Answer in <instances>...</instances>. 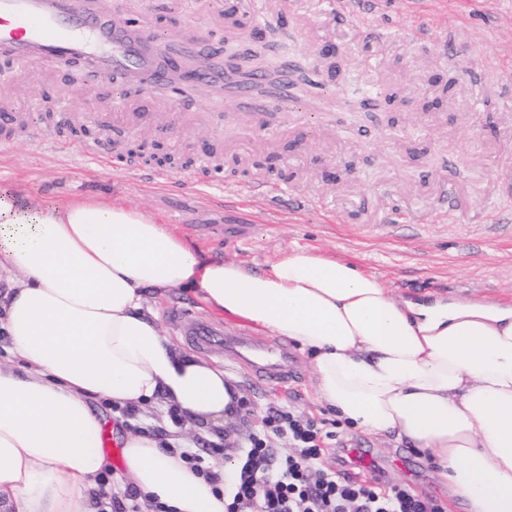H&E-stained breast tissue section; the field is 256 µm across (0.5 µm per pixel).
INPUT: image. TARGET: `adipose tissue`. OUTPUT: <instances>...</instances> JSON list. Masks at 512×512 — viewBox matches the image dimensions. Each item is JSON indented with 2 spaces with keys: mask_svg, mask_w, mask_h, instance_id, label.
Returning <instances> with one entry per match:
<instances>
[{
  "mask_svg": "<svg viewBox=\"0 0 512 512\" xmlns=\"http://www.w3.org/2000/svg\"><path fill=\"white\" fill-rule=\"evenodd\" d=\"M0 512H97L100 401L163 397L189 424L237 408L222 367L179 348L146 293L299 343L318 397L354 427L411 441L468 512H512V307L397 298L353 264L289 250L269 269L208 255L142 209L98 197L0 193ZM143 512H225L224 492L158 438L124 432Z\"/></svg>",
  "mask_w": 512,
  "mask_h": 512,
  "instance_id": "adipose-tissue-1",
  "label": "adipose tissue"
}]
</instances>
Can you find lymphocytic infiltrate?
Masks as SVG:
<instances>
[{
  "label": "lymphocytic infiltrate",
  "mask_w": 512,
  "mask_h": 512,
  "mask_svg": "<svg viewBox=\"0 0 512 512\" xmlns=\"http://www.w3.org/2000/svg\"><path fill=\"white\" fill-rule=\"evenodd\" d=\"M280 438L288 441L287 454L274 450ZM329 438L315 419L270 409L239 450L225 512H439L434 500L408 489L322 469Z\"/></svg>",
  "instance_id": "1"
}]
</instances>
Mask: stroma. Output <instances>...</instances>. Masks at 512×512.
<instances>
[{
    "mask_svg": "<svg viewBox=\"0 0 512 512\" xmlns=\"http://www.w3.org/2000/svg\"><path fill=\"white\" fill-rule=\"evenodd\" d=\"M273 0H101L159 34L191 40L196 61L240 55L241 37L265 34V61L283 78L302 70L313 86L284 111L275 100L230 102L221 94L186 90L163 126L147 124L156 160L146 164L96 145L108 159L94 166L62 149H46L48 115L33 101L63 97L69 111L93 112L121 129L105 100L112 80L80 62L46 71L0 59V99L28 112L26 129L0 146V189L39 201L103 197L152 214L156 221L215 258L254 271L289 249L348 261L376 274L403 298L452 295L512 306V80L493 62L512 57V0H430L422 13L402 12L382 0L372 38L358 23L335 15L331 0H291L271 13ZM427 24L431 40L410 41L413 24ZM454 79L437 100L434 79ZM164 170L154 184L130 183ZM251 183L259 194L233 190ZM286 191L270 204L263 189ZM323 208H309L311 200ZM165 336L223 366L235 380L241 405L223 427L206 433L173 423L172 407L156 398L137 406L100 402L108 421H123L180 449L202 455L221 472L271 407L290 406L334 432L324 466L347 470L346 449L369 451L381 486L408 487L435 499L442 512H467L427 454L409 441L375 436L347 425L320 402L307 354L290 345L294 378L258 381L223 344L197 348L188 327L205 321L223 335L250 333L242 320L208 311L175 288L148 297Z\"/></svg>",
    "mask_w": 512,
    "mask_h": 512,
    "instance_id": "stroma-1",
    "label": "stroma"
}]
</instances>
